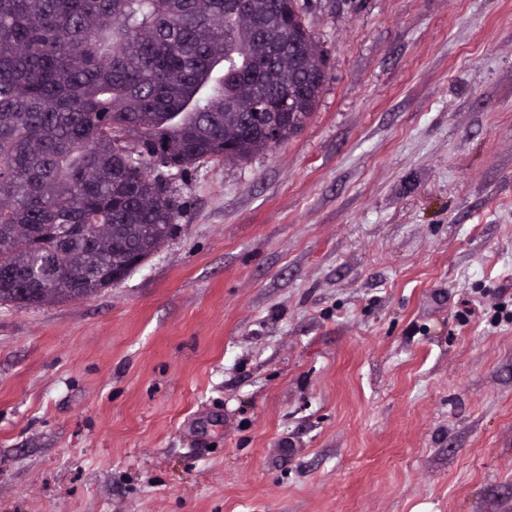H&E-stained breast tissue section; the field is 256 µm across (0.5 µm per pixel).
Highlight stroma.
<instances>
[{
	"label": "stroma",
	"mask_w": 512,
	"mask_h": 512,
	"mask_svg": "<svg viewBox=\"0 0 512 512\" xmlns=\"http://www.w3.org/2000/svg\"><path fill=\"white\" fill-rule=\"evenodd\" d=\"M305 7L301 133L0 305V512H512V0Z\"/></svg>",
	"instance_id": "1"
}]
</instances>
